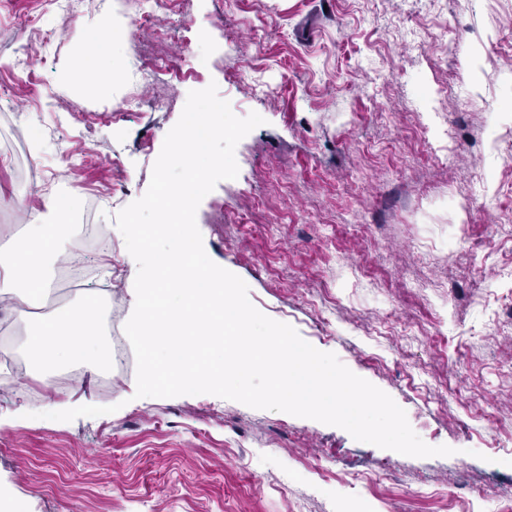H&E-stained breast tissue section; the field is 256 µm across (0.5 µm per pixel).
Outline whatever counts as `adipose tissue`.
I'll return each mask as SVG.
<instances>
[{"instance_id":"adipose-tissue-1","label":"adipose tissue","mask_w":512,"mask_h":512,"mask_svg":"<svg viewBox=\"0 0 512 512\" xmlns=\"http://www.w3.org/2000/svg\"><path fill=\"white\" fill-rule=\"evenodd\" d=\"M121 40V33L103 35L94 30L80 43L76 55L81 67L75 79L85 90L100 88L102 68L111 63ZM59 210L57 198L47 197L45 212L32 215L28 222L25 241L0 243V306L18 316H26L28 307L44 292L48 262L64 254L63 227L54 220ZM99 309V300L90 297L65 317L38 321L27 338L31 354L47 368L63 361L106 360L108 350L100 343Z\"/></svg>"}]
</instances>
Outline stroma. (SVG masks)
Returning a JSON list of instances; mask_svg holds the SVG:
<instances>
[{"label": "stroma", "mask_w": 512, "mask_h": 512, "mask_svg": "<svg viewBox=\"0 0 512 512\" xmlns=\"http://www.w3.org/2000/svg\"><path fill=\"white\" fill-rule=\"evenodd\" d=\"M129 35L110 92L65 81L101 18ZM165 60L152 82L140 57ZM0 241L53 193L85 198L108 246L87 294L124 329L137 263L115 216L141 198L189 91L216 84L262 125L236 179L196 212L208 257L251 303L331 352L447 457H412L345 430L210 394L136 397V360L58 376L22 361L35 316L0 310V503L10 512H512V0H0ZM445 87L429 118L422 85ZM139 105L123 111L124 101ZM498 208L484 211L489 195ZM114 406L63 422L48 411ZM500 419L487 432L478 415ZM330 458L320 478L319 459Z\"/></svg>", "instance_id": "35a3bbf8"}]
</instances>
